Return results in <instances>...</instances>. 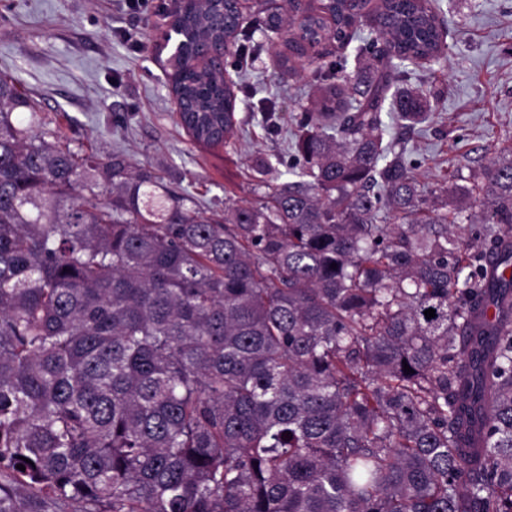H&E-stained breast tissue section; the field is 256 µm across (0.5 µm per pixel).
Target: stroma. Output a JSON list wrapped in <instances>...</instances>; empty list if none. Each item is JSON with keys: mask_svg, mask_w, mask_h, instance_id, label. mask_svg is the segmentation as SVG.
Listing matches in <instances>:
<instances>
[{"mask_svg": "<svg viewBox=\"0 0 512 512\" xmlns=\"http://www.w3.org/2000/svg\"><path fill=\"white\" fill-rule=\"evenodd\" d=\"M447 21V61L411 70L405 83L440 97L426 123L402 132L420 181L447 183L478 173L485 152L512 149V0H439ZM173 0H0V73L38 103L43 131L101 156L120 151L193 196L204 214L261 194L253 170L269 158L291 175L296 119L310 103L313 67L281 69L282 38L249 30L262 51L246 77H234L242 134L229 147L195 144L178 124L166 59L155 40ZM275 101V119L259 112Z\"/></svg>", "mask_w": 512, "mask_h": 512, "instance_id": "35a3bbf8", "label": "stroma"}]
</instances>
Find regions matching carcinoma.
<instances>
[{
  "label": "carcinoma",
  "mask_w": 512,
  "mask_h": 512,
  "mask_svg": "<svg viewBox=\"0 0 512 512\" xmlns=\"http://www.w3.org/2000/svg\"><path fill=\"white\" fill-rule=\"evenodd\" d=\"M283 2L255 23L325 78L301 167L222 217L47 139L0 76V512H512V155L435 190L389 135L431 110L408 65L448 56L431 0ZM366 19L353 68L307 54ZM171 27L178 123L226 145L234 88L194 59L255 51L239 11Z\"/></svg>",
  "instance_id": "1"
}]
</instances>
